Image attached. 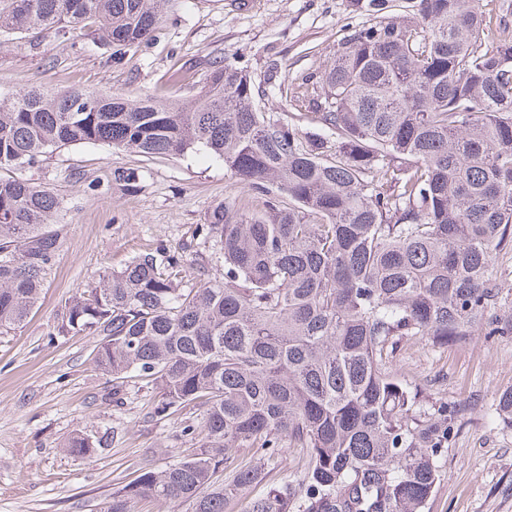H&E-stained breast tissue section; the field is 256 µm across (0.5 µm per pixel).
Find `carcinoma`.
Returning a JSON list of instances; mask_svg holds the SVG:
<instances>
[{
	"instance_id": "carcinoma-1",
	"label": "carcinoma",
	"mask_w": 512,
	"mask_h": 512,
	"mask_svg": "<svg viewBox=\"0 0 512 512\" xmlns=\"http://www.w3.org/2000/svg\"><path fill=\"white\" fill-rule=\"evenodd\" d=\"M167 0H0V37L93 29L112 62L151 40ZM336 45L310 118L262 111L246 70L208 61L187 102L37 86L0 97V334L38 302L59 248L54 191L22 177L58 148L104 143L145 157L201 149L233 195L197 233L224 256L159 244L65 304L57 334L101 337L96 365L199 411L200 451L145 470L103 512L142 497L227 512H424L459 409L401 378L409 340L504 334L496 259L512 251V0H406ZM141 170L113 171L128 193ZM203 279L182 285L185 267ZM512 425V389L498 399ZM71 452L97 448L76 435ZM295 475L271 484L285 450ZM224 483L216 484V474Z\"/></svg>"
}]
</instances>
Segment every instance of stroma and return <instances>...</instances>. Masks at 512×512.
Instances as JSON below:
<instances>
[{"label":"stroma","mask_w":512,"mask_h":512,"mask_svg":"<svg viewBox=\"0 0 512 512\" xmlns=\"http://www.w3.org/2000/svg\"><path fill=\"white\" fill-rule=\"evenodd\" d=\"M369 18L355 0H170L157 39L119 64L101 54L93 32L67 42L51 33L0 38V95L42 86L182 101L217 52L245 68L265 111L285 118L309 112L334 47ZM121 167L142 170L138 192L113 185ZM24 176L56 191L66 210L37 305L0 335V512H100L144 469L190 457L200 442L181 433L188 411L155 414L158 387L132 379L113 392L93 362L99 337L56 335L64 304L159 241L192 246L210 274L220 273V251L197 227L230 194L232 178L204 151L151 159L104 144L61 147ZM397 372L462 409L425 512H512V428L495 414L512 388V334L445 348L407 342ZM77 433L110 440L82 457L65 448Z\"/></svg>","instance_id":"stroma-1"}]
</instances>
